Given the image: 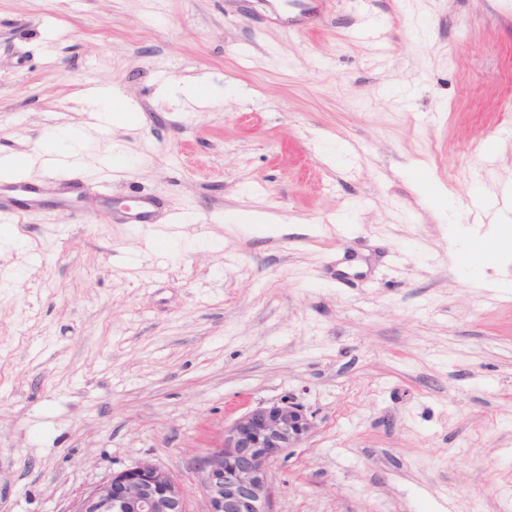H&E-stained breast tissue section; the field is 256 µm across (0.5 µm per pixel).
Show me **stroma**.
I'll use <instances>...</instances> for the list:
<instances>
[{
	"label": "stroma",
	"instance_id": "stroma-1",
	"mask_svg": "<svg viewBox=\"0 0 512 512\" xmlns=\"http://www.w3.org/2000/svg\"><path fill=\"white\" fill-rule=\"evenodd\" d=\"M202 77L223 101L167 98ZM59 127L74 219L0 211V512L145 457L189 474L285 396L315 429L277 512H512V288L456 259L512 184V0H327L306 29L264 0H0V155ZM142 195L156 224L125 223ZM254 210L285 233L225 221ZM93 98L97 107L96 112H101L100 115L105 121L113 125L117 124L122 116L119 114V112H116V98L112 97V93L104 90H98L93 93Z\"/></svg>",
	"mask_w": 512,
	"mask_h": 512
}]
</instances>
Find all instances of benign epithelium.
<instances>
[{
  "label": "benign epithelium",
  "mask_w": 512,
  "mask_h": 512,
  "mask_svg": "<svg viewBox=\"0 0 512 512\" xmlns=\"http://www.w3.org/2000/svg\"><path fill=\"white\" fill-rule=\"evenodd\" d=\"M313 415L291 397L260 403L230 424L196 459L206 512H277L272 470L308 439ZM69 512H189L183 479L144 458L104 477Z\"/></svg>",
  "instance_id": "1"
}]
</instances>
